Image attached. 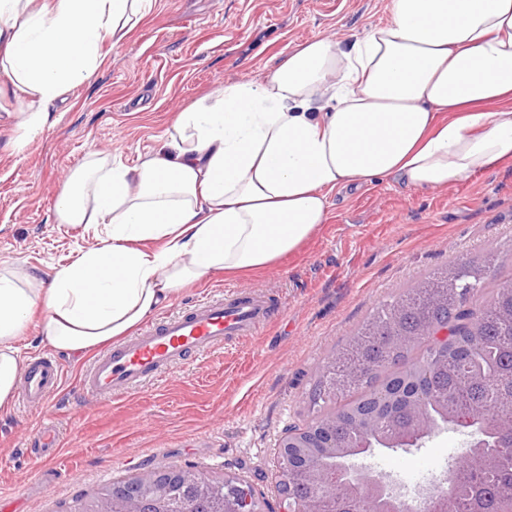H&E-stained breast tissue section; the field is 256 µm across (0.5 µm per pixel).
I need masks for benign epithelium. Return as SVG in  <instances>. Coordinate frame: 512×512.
I'll list each match as a JSON object with an SVG mask.
<instances>
[{
	"instance_id": "obj_1",
	"label": "benign epithelium",
	"mask_w": 512,
	"mask_h": 512,
	"mask_svg": "<svg viewBox=\"0 0 512 512\" xmlns=\"http://www.w3.org/2000/svg\"><path fill=\"white\" fill-rule=\"evenodd\" d=\"M429 380L430 372L420 371L418 394L404 405L388 391L379 390L375 396L377 417L364 423L370 441L348 451L336 445L333 423L323 425L319 431L307 426L285 430L277 444L274 506L250 481L240 476L226 474L217 480L204 476L192 466H171L142 472L112 485L110 492L95 499L91 512H167L165 505L175 490L196 503H204L220 491L224 493V512H322L321 500L336 496L356 499L358 507L354 512H367V502L378 506L382 499L393 501L395 512H407L402 508L405 497L396 484L385 475L361 471L350 461L403 437H414L412 444L416 445L434 434L429 422L423 426L412 422L394 434L382 429L399 411L411 418L423 412L420 402L429 389ZM299 471L306 480L317 484L318 496L304 503L296 500L291 492V482ZM443 493L442 483L423 489L412 512H433L434 500Z\"/></svg>"
}]
</instances>
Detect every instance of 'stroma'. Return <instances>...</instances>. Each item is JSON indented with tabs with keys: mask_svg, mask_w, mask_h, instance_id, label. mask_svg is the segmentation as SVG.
<instances>
[{
	"mask_svg": "<svg viewBox=\"0 0 512 512\" xmlns=\"http://www.w3.org/2000/svg\"><path fill=\"white\" fill-rule=\"evenodd\" d=\"M386 0H156L86 83L52 108L54 125L29 138L0 118V267L51 283L56 270L99 242L82 224L58 223L66 175L100 152L130 165L153 149L175 112L229 81L255 79L294 46L331 32L362 33ZM494 251L512 261V164L444 191L376 183L331 198L330 217L292 256L247 276L216 274L163 309L175 315L227 290L274 300L279 314L174 366L137 392L100 400L79 389L91 356L65 359L48 407L0 412V512H68L102 486L168 466L212 478L247 477L275 501L276 443L318 412L312 398L328 357L373 311L455 257ZM56 427V461L38 451L44 419ZM465 438L448 429L419 448L381 449L367 466L398 475L452 468Z\"/></svg>",
	"mask_w": 512,
	"mask_h": 512,
	"instance_id": "35a3bbf8",
	"label": "stroma"
}]
</instances>
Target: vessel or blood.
I'll return each instance as SVG.
<instances>
[{
    "label": "vessel or blood",
    "mask_w": 512,
    "mask_h": 512,
    "mask_svg": "<svg viewBox=\"0 0 512 512\" xmlns=\"http://www.w3.org/2000/svg\"><path fill=\"white\" fill-rule=\"evenodd\" d=\"M273 304L242 291L210 297L169 316L121 344L98 353L81 376L82 391L99 397L129 394L160 378L170 367L271 323ZM64 368L53 358L28 363L23 382L27 402L48 406L63 382Z\"/></svg>",
    "instance_id": "obj_1"
}]
</instances>
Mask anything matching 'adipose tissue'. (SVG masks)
<instances>
[{
  "instance_id": "1",
  "label": "adipose tissue",
  "mask_w": 512,
  "mask_h": 512,
  "mask_svg": "<svg viewBox=\"0 0 512 512\" xmlns=\"http://www.w3.org/2000/svg\"><path fill=\"white\" fill-rule=\"evenodd\" d=\"M154 0H0V96L26 98L25 136L94 74ZM341 43L293 47L266 76L227 82L177 114L134 165L96 156L69 177L61 224H105L101 245L49 287L0 270V411L39 319L48 347L83 356L119 341L187 287L297 251L330 198L387 180L414 190L512 160V0H389Z\"/></svg>"
}]
</instances>
